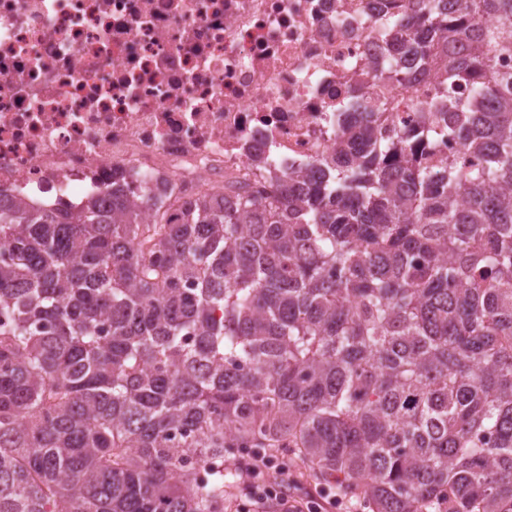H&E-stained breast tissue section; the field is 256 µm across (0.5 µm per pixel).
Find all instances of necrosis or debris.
Segmentation results:
<instances>
[{"instance_id":"necrosis-or-debris-1","label":"necrosis or debris","mask_w":512,"mask_h":512,"mask_svg":"<svg viewBox=\"0 0 512 512\" xmlns=\"http://www.w3.org/2000/svg\"><path fill=\"white\" fill-rule=\"evenodd\" d=\"M410 0H0V190L74 209L118 185L262 187L336 153L338 112L393 125L443 84L405 55Z\"/></svg>"}]
</instances>
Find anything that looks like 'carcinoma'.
Instances as JSON below:
<instances>
[{
	"label": "carcinoma",
	"mask_w": 512,
	"mask_h": 512,
	"mask_svg": "<svg viewBox=\"0 0 512 512\" xmlns=\"http://www.w3.org/2000/svg\"><path fill=\"white\" fill-rule=\"evenodd\" d=\"M415 4L445 86L392 136L336 113L321 181L257 154L272 192L179 222L0 199V512H226L241 448L371 512H512V0ZM463 152L464 148L460 141L448 139V142H441L434 150H429L425 161L430 167L442 168L448 161L459 159Z\"/></svg>",
	"instance_id": "obj_1"
}]
</instances>
